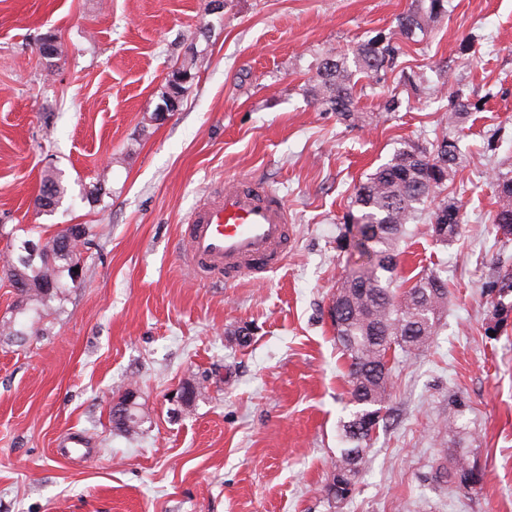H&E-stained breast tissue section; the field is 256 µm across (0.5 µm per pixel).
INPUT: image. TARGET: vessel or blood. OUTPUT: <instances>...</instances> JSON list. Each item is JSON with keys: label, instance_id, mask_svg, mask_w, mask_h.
<instances>
[{"label": "vessel or blood", "instance_id": "1", "mask_svg": "<svg viewBox=\"0 0 512 512\" xmlns=\"http://www.w3.org/2000/svg\"><path fill=\"white\" fill-rule=\"evenodd\" d=\"M288 208L271 188L243 181L208 196L183 226L184 256L201 276L235 282L272 271L286 255Z\"/></svg>", "mask_w": 512, "mask_h": 512}]
</instances>
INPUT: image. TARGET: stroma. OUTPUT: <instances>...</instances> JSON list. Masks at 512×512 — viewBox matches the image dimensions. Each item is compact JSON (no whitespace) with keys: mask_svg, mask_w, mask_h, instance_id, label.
Segmentation results:
<instances>
[{"mask_svg":"<svg viewBox=\"0 0 512 512\" xmlns=\"http://www.w3.org/2000/svg\"><path fill=\"white\" fill-rule=\"evenodd\" d=\"M411 2L0 0V254L28 229H93L81 282L39 334L0 338V512H512V322L496 328L487 287L512 271L489 222L492 176L512 171V0H448L400 59L423 92L395 72L360 79L358 125L307 92L318 58L394 31ZM187 59L179 111L153 120ZM459 89L481 103L448 182L462 232L444 247L412 225L400 256L406 278L444 270L448 305L429 347L394 364L386 420L336 508L326 486L353 409L328 318L354 260L342 216L395 151L441 133ZM392 94L401 106L384 111ZM52 169L67 194L48 213L36 198ZM240 179L285 199L288 250L264 280L220 285L181 264L182 220ZM189 383L198 397L173 408ZM129 388L145 417L133 438L109 421ZM73 435L89 456H60ZM460 448L476 489L434 478Z\"/></svg>","mask_w":512,"mask_h":512,"instance_id":"stroma-1","label":"stroma"}]
</instances>
